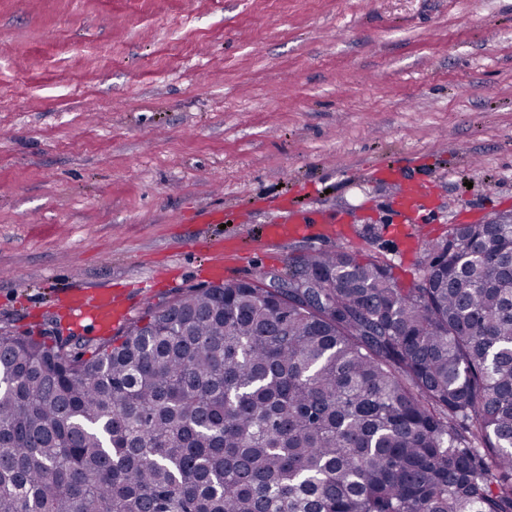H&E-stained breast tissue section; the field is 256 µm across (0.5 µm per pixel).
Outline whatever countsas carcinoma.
<instances>
[{
  "instance_id": "carcinoma-1",
  "label": "carcinoma",
  "mask_w": 512,
  "mask_h": 512,
  "mask_svg": "<svg viewBox=\"0 0 512 512\" xmlns=\"http://www.w3.org/2000/svg\"><path fill=\"white\" fill-rule=\"evenodd\" d=\"M95 341L0 326V512H512V212Z\"/></svg>"
}]
</instances>
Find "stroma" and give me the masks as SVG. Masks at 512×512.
Instances as JSON below:
<instances>
[{
    "mask_svg": "<svg viewBox=\"0 0 512 512\" xmlns=\"http://www.w3.org/2000/svg\"><path fill=\"white\" fill-rule=\"evenodd\" d=\"M380 160L433 182L400 223ZM321 216L267 237L277 206ZM512 211V0H0V326L353 250L402 286L418 234Z\"/></svg>",
    "mask_w": 512,
    "mask_h": 512,
    "instance_id": "stroma-1",
    "label": "stroma"
}]
</instances>
